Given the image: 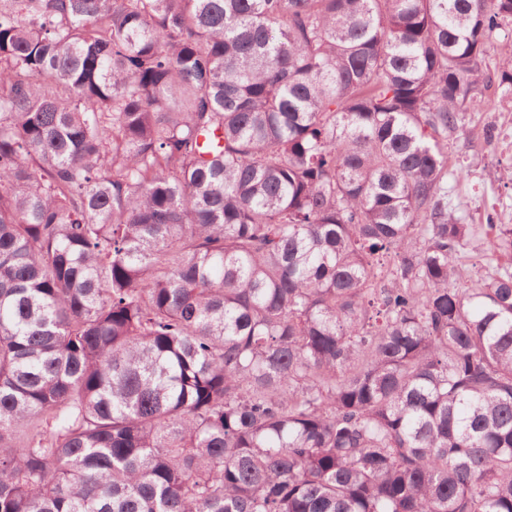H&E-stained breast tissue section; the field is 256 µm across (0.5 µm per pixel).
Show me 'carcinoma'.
<instances>
[{"instance_id": "obj_1", "label": "carcinoma", "mask_w": 512, "mask_h": 512, "mask_svg": "<svg viewBox=\"0 0 512 512\" xmlns=\"http://www.w3.org/2000/svg\"><path fill=\"white\" fill-rule=\"evenodd\" d=\"M509 18L0 0V512H512L447 152Z\"/></svg>"}]
</instances>
